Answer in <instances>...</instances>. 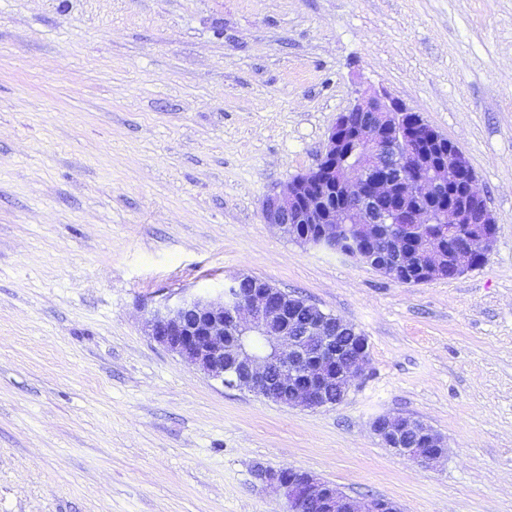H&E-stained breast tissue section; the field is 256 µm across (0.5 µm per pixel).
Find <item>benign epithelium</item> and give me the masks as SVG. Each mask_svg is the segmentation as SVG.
Instances as JSON below:
<instances>
[{
	"label": "benign epithelium",
	"instance_id": "1",
	"mask_svg": "<svg viewBox=\"0 0 512 512\" xmlns=\"http://www.w3.org/2000/svg\"><path fill=\"white\" fill-rule=\"evenodd\" d=\"M463 182V198L448 201V175ZM476 176L462 152L420 113L385 92H357L354 104L338 115L317 165L296 176L263 202L266 223L304 245L336 250L341 225L376 246L383 225H392L385 248L370 266L394 281L427 283L447 278L446 259L436 249L418 251L412 264L402 260L408 242L425 224H475L481 255H487L497 222L475 188ZM340 202L331 200L332 189ZM299 302L263 281L208 298H185L153 310L154 339L225 386L287 404L319 409L344 399L354 377L368 364V340L355 327L349 345L336 347L344 326L317 306ZM371 430L385 447L420 465L447 454L442 436L425 422L404 414L376 417ZM264 477L284 491L288 512H402L387 498L364 501L294 468L267 470Z\"/></svg>",
	"mask_w": 512,
	"mask_h": 512
}]
</instances>
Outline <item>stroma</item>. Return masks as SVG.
Wrapping results in <instances>:
<instances>
[{
  "label": "stroma",
  "mask_w": 512,
  "mask_h": 512,
  "mask_svg": "<svg viewBox=\"0 0 512 512\" xmlns=\"http://www.w3.org/2000/svg\"><path fill=\"white\" fill-rule=\"evenodd\" d=\"M463 153L498 233L453 280L301 246L262 202L356 90ZM247 274L356 326L337 405L223 386L150 310ZM431 425L422 467L372 420ZM293 467L402 512H512V0H0V512H286Z\"/></svg>",
  "instance_id": "obj_1"
}]
</instances>
